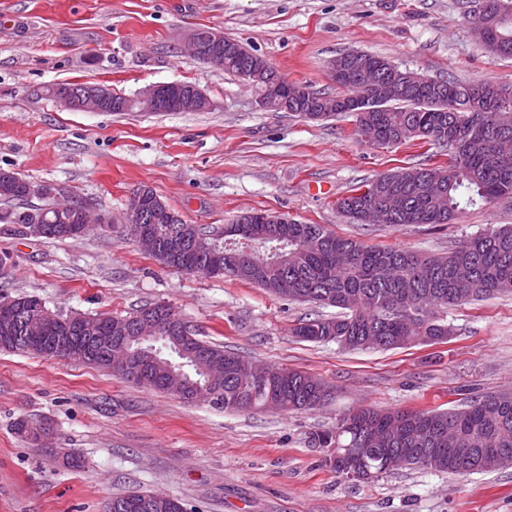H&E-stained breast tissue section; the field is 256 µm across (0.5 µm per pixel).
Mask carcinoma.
<instances>
[{
    "instance_id": "obj_1",
    "label": "carcinoma",
    "mask_w": 512,
    "mask_h": 512,
    "mask_svg": "<svg viewBox=\"0 0 512 512\" xmlns=\"http://www.w3.org/2000/svg\"><path fill=\"white\" fill-rule=\"evenodd\" d=\"M494 7L498 20L492 38L484 47L490 53L512 57V0H478ZM259 63L271 75L276 69L262 56L243 44L224 48V72L239 75L245 66ZM452 90L448 112H426L421 101L432 96L425 89L410 88L391 99L388 112H358L355 123L359 135L363 127L375 130L377 146L400 145L420 140L448 155V175L441 198L427 193L422 167H407L378 176L351 190L338 200L337 210L359 220L364 202L357 193L365 190L370 202L388 208L389 225L447 224L461 205L475 206L495 199L512 197V117L506 112H470L471 91L488 85L486 81L447 80ZM353 85H336L334 92L310 90L317 98H351ZM113 112H142L131 96L118 94L112 99ZM27 181L12 173L9 182L0 180V223L29 224ZM46 218L55 222L50 239L77 236L73 227L84 223L74 211L65 222L55 221L54 211ZM239 233L222 240L207 238L204 258L191 260L176 255L165 266L181 267L196 263L197 272L214 256L224 265V275L242 283L274 292L275 285L288 281L291 301L336 307L339 316H317L296 324L292 334L313 343L336 342L357 350L369 336L384 340L383 348L395 349L432 345L453 335L444 317L451 306L473 300L512 293V224L490 226L481 233L455 243L443 254H427L403 247L380 248L344 238L321 224H240ZM30 337L16 333L6 340L0 333V350L27 352ZM191 341L207 357L224 364V386L211 405L226 411L261 409L269 402H280L286 410H310L330 396L319 378L290 370L288 379L269 387L249 383L241 370L245 357L199 338ZM184 337L164 333L158 343L144 342L133 347L158 357L145 362L147 377L134 381L140 387L169 391L166 362H182L177 346ZM186 388L181 397L191 400L192 387L201 374L195 366L183 367ZM453 427L458 447L472 449V460L464 463L448 449V427ZM15 428L32 444L51 430L47 421L20 419ZM379 438L391 440L389 447L402 459V467L431 470L459 476L492 472L512 464V393L468 394L448 410L377 409L360 407L341 418L333 430L312 434L319 448H362L365 458L382 453ZM431 449V457L417 449Z\"/></svg>"
}]
</instances>
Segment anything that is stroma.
Instances as JSON below:
<instances>
[{
	"label": "stroma",
	"mask_w": 512,
	"mask_h": 512,
	"mask_svg": "<svg viewBox=\"0 0 512 512\" xmlns=\"http://www.w3.org/2000/svg\"><path fill=\"white\" fill-rule=\"evenodd\" d=\"M474 0H0V168L52 198L90 203L107 225L66 240L0 224V297L51 309L127 314L168 303L201 338L332 387L311 411L224 412L138 388L88 365L0 352V512H106L132 491L178 498L186 512H512V466L467 476L399 469L368 483L339 477L312 433L350 410L448 409L468 392L512 390V295L448 310L447 342L348 351L292 336L336 310L299 304L229 277L185 274L145 255L123 223L132 192L152 187L186 223L218 227L246 211L321 224L369 245L443 253L492 224L512 198L451 224L389 228L352 221L336 201L378 175L446 156L414 141L376 147L352 116L313 122L267 112L252 88L188 60L185 34L214 28L264 56L289 82L330 87L328 62L361 50L424 75L512 88V58L473 33ZM187 81L206 112H74L45 94L65 82L126 95ZM48 420L34 447L14 427ZM81 458L64 468L56 452Z\"/></svg>",
	"instance_id": "stroma-1"
}]
</instances>
